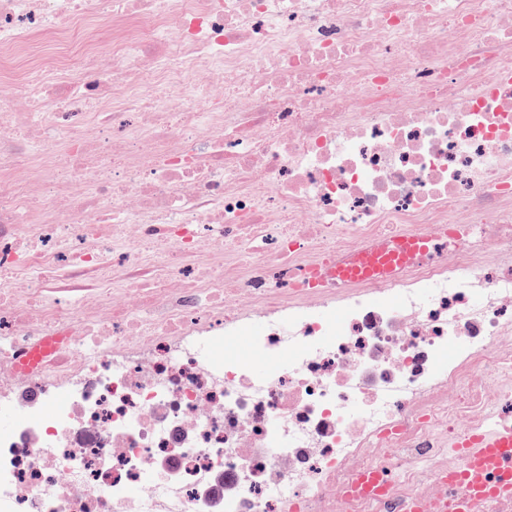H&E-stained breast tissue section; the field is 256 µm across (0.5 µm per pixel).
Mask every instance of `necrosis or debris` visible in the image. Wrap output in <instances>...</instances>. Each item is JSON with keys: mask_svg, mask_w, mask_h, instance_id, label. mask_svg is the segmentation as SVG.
I'll list each match as a JSON object with an SVG mask.
<instances>
[{"mask_svg": "<svg viewBox=\"0 0 512 512\" xmlns=\"http://www.w3.org/2000/svg\"><path fill=\"white\" fill-rule=\"evenodd\" d=\"M505 427L512 0H0V512H412ZM427 247L428 245L425 238L412 239L402 242L395 247L381 246L375 251L362 254L345 266L337 267L336 278L345 279L350 274H356L360 270L366 275L390 272L394 269L395 265L392 262L386 263L385 266L378 264L376 261L378 256L385 255L387 260L398 258L397 265H400L422 255L426 252ZM390 482V473L384 469L365 470L358 474L351 486L353 492L361 496H378L386 492Z\"/></svg>", "mask_w": 512, "mask_h": 512, "instance_id": "1", "label": "necrosis or debris"}]
</instances>
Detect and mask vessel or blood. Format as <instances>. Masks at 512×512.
<instances>
[{
    "instance_id": "b4317fda",
    "label": "vessel or blood",
    "mask_w": 512,
    "mask_h": 512,
    "mask_svg": "<svg viewBox=\"0 0 512 512\" xmlns=\"http://www.w3.org/2000/svg\"><path fill=\"white\" fill-rule=\"evenodd\" d=\"M427 250L425 239H412L394 247L381 246L367 252L349 264L337 267V278L362 272L368 275L393 270L395 262H406ZM458 466L442 479L443 485H461L465 494L457 503L460 512H468L473 502L512 498V430H499L475 441L463 443ZM390 474L383 469L359 473L352 486L355 494L378 496L384 494Z\"/></svg>"
}]
</instances>
